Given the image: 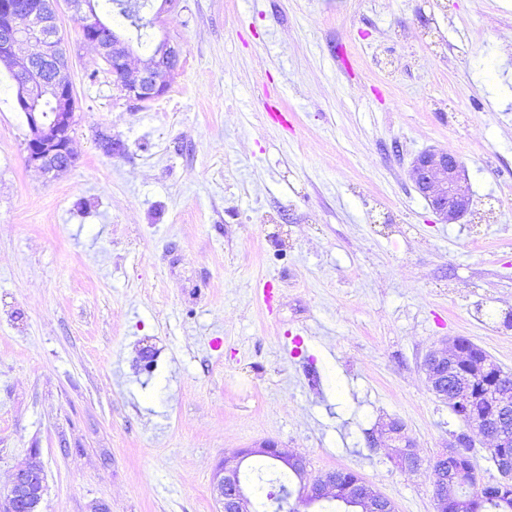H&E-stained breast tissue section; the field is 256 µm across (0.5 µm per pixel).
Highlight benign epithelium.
Listing matches in <instances>:
<instances>
[{
	"mask_svg": "<svg viewBox=\"0 0 512 512\" xmlns=\"http://www.w3.org/2000/svg\"><path fill=\"white\" fill-rule=\"evenodd\" d=\"M66 3L84 33L83 41L98 49L125 97L145 101L165 93V77L179 65L183 54L179 44L163 39L152 59H141L134 66L135 50L127 38L114 32L112 41H102L99 31L103 21L88 10L85 0ZM57 4L58 0H0V63L14 72L18 105L29 127L25 161L44 173L65 171L77 161L72 149L75 97L57 26ZM25 43L34 44L36 51L22 54ZM44 98L55 104L50 120L33 108ZM411 177L441 223L454 224L470 210V188L456 154L444 150L419 154L412 162ZM422 369L429 390L448 401L467 426L478 428L493 442L491 451L499 478L481 486L479 494L496 501L511 497L512 385L504 382L501 367L492 362L483 369V377L475 376L468 364L461 363L454 339L431 349ZM384 433L405 441L400 467L411 473L418 471L422 460L415 451V442L405 438L403 426L390 421L384 425ZM470 448V437L463 432L433 460L435 512H460L461 500L455 490L467 484L462 464L471 460ZM253 457L270 458L294 474L295 488L279 486L270 493L269 501L279 512H306L319 502L348 493L353 499L365 501L368 512H395L394 503L367 482L345 484L339 470L312 478L306 457L288 454L270 442L227 453L219 462L213 475V493L221 512H256L255 497L242 479L246 462ZM45 490L44 471L31 458L15 469L6 495L0 497V512H42Z\"/></svg>",
	"mask_w": 512,
	"mask_h": 512,
	"instance_id": "benign-epithelium-1",
	"label": "benign epithelium"
}]
</instances>
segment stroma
Masks as SVG:
<instances>
[{"mask_svg":"<svg viewBox=\"0 0 512 512\" xmlns=\"http://www.w3.org/2000/svg\"><path fill=\"white\" fill-rule=\"evenodd\" d=\"M58 27L71 169L26 164L0 65V495L34 455L43 512H219L218 463L272 441L434 512L466 425L426 354L464 337L512 373V0H179L145 102ZM433 149L465 167L461 223L410 177ZM384 434L399 440H404V449L399 457L400 467L407 472H416L422 465V460L415 451V442L407 439L403 433V426L398 421H390L384 425Z\"/></svg>","mask_w":512,"mask_h":512,"instance_id":"stroma-1","label":"stroma"}]
</instances>
